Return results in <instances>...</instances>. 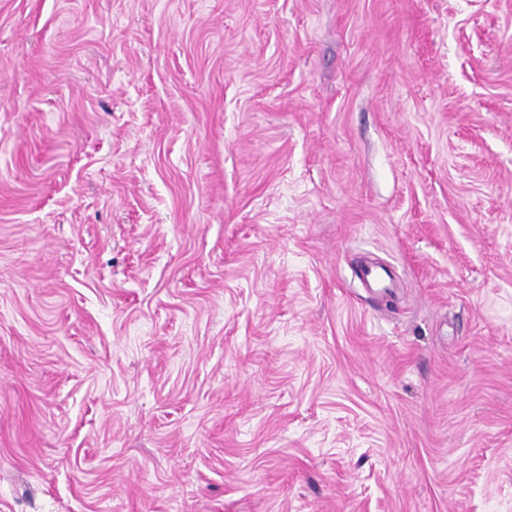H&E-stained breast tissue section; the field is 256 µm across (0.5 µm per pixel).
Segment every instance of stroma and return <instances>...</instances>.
Wrapping results in <instances>:
<instances>
[{
    "label": "stroma",
    "instance_id": "obj_1",
    "mask_svg": "<svg viewBox=\"0 0 512 512\" xmlns=\"http://www.w3.org/2000/svg\"><path fill=\"white\" fill-rule=\"evenodd\" d=\"M0 512H512V0H0Z\"/></svg>",
    "mask_w": 512,
    "mask_h": 512
}]
</instances>
